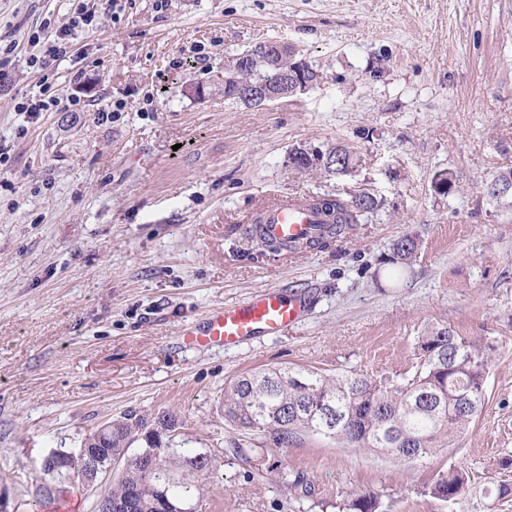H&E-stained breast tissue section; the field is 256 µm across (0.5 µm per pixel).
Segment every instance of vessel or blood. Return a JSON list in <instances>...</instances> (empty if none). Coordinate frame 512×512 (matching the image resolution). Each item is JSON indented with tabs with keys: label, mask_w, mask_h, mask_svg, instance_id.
<instances>
[{
	"label": "vessel or blood",
	"mask_w": 512,
	"mask_h": 512,
	"mask_svg": "<svg viewBox=\"0 0 512 512\" xmlns=\"http://www.w3.org/2000/svg\"><path fill=\"white\" fill-rule=\"evenodd\" d=\"M331 222L307 197L281 195L262 209L258 226L268 240L296 252L327 237ZM307 308L305 298L266 288L241 303L213 310L183 330V341L195 349L229 350L255 338L282 336L302 320Z\"/></svg>",
	"instance_id": "b4317fda"
}]
</instances>
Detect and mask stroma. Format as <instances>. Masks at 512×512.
Instances as JSON below:
<instances>
[{"label":"stroma","instance_id":"1","mask_svg":"<svg viewBox=\"0 0 512 512\" xmlns=\"http://www.w3.org/2000/svg\"><path fill=\"white\" fill-rule=\"evenodd\" d=\"M92 2V26L44 71L27 63L28 37L67 26L75 0H0V42L16 45L0 68L9 512L69 498L91 512L93 489L42 465L127 411L169 412L176 444L217 454L200 512H339L365 493L381 512H512V492L499 493L512 489V207L486 193L512 168V0ZM266 40L295 48L318 83L262 107L225 100V61ZM46 79L81 106L25 123L15 105ZM117 101L118 117L99 122ZM336 143L359 159L348 175L289 164L293 148ZM441 170L460 184L446 197L431 189ZM362 190L381 207L323 249L271 258L241 229L277 195ZM404 236L418 249L397 274L386 260ZM273 287L311 301L287 335L184 347L182 330L209 311ZM432 326L494 347L482 412L450 445L405 461L307 434L235 452L245 431L224 419L231 380L281 366L388 375ZM450 469L462 492L428 495Z\"/></svg>","mask_w":512,"mask_h":512}]
</instances>
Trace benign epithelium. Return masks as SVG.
Returning <instances> with one entry per match:
<instances>
[{"instance_id": "7a95c632", "label": "benign epithelium", "mask_w": 512, "mask_h": 512, "mask_svg": "<svg viewBox=\"0 0 512 512\" xmlns=\"http://www.w3.org/2000/svg\"><path fill=\"white\" fill-rule=\"evenodd\" d=\"M260 51L271 69L268 78L259 82H243L241 73L248 69L251 57L237 55L234 57L235 64L224 66L223 86L227 97L243 98L257 106H263L277 101L286 87L296 92L305 91L312 86L306 61L298 60L288 69L280 67L281 60L289 52L288 45L271 41L262 44Z\"/></svg>"}]
</instances>
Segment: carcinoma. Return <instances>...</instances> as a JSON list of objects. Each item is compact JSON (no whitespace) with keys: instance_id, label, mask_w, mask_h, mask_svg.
<instances>
[{"instance_id":"cac0c4a2","label":"carcinoma","mask_w":512,"mask_h":512,"mask_svg":"<svg viewBox=\"0 0 512 512\" xmlns=\"http://www.w3.org/2000/svg\"><path fill=\"white\" fill-rule=\"evenodd\" d=\"M336 167L309 160L302 171L346 175L356 154L344 145L329 148ZM335 213L337 238L378 209L367 191L348 199L321 197ZM418 249L404 236L392 245L386 263L400 269ZM493 345L470 340L451 328L425 331L417 341V363L405 372L376 378L368 374L327 375L300 368H269L239 376L224 388V416L237 426L285 447L303 434L336 440L348 448L382 451L401 460H422L463 433L482 411ZM179 424L161 412L148 423L127 412L91 431L87 453L61 459L69 470L85 469L89 456L123 465L119 479L100 492L94 512H166L184 507L202 494V482L217 469L210 451L186 452L166 442ZM155 449V464L145 468L142 454ZM457 471L442 472L427 486L432 497L449 501L463 489ZM375 496L360 495L345 505L349 512H376Z\"/></svg>"}]
</instances>
